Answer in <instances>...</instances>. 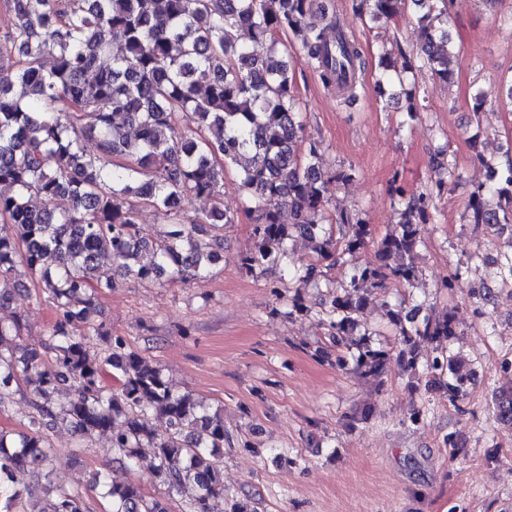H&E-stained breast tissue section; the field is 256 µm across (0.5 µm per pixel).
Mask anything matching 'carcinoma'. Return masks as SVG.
Wrapping results in <instances>:
<instances>
[{
    "mask_svg": "<svg viewBox=\"0 0 512 512\" xmlns=\"http://www.w3.org/2000/svg\"><path fill=\"white\" fill-rule=\"evenodd\" d=\"M359 15L391 18L402 5L417 7L422 42L405 68H425L438 83L452 77V39L443 0H357ZM13 28L0 36V219L12 232L0 234V412L20 384L30 386L32 412L16 440L0 430V512H28L25 477L51 461L45 430L62 422L79 436L106 432L124 464L145 457L179 512H251L244 499L224 500V418L209 414L190 392L176 393L161 368L112 337L95 320L90 279L107 255L128 275L141 279L196 280L224 254V226L238 217L225 211L224 170L235 166L252 216L251 246L241 256L253 274L288 258V242L303 238L314 253L295 275L298 288L318 286L326 261L354 256L367 244L377 263L355 266L349 281L329 291L325 309L328 344L318 355L346 351L338 362L361 376H378L392 347L374 345L360 314L376 289L412 284L419 274L417 250L435 201L460 180L444 148L432 165L443 177L413 191L393 177L398 220L376 239L368 222L353 212L331 218L329 186L351 181L353 167L323 170L320 146L300 150L303 124L294 83L296 59L277 49L276 35L290 32L304 61L322 84L351 106L357 80L341 84L337 71L364 67L361 51L337 22L335 0H5ZM338 29L334 39L325 30ZM248 33L240 43L232 34ZM52 59L50 67L43 59ZM196 129L182 130L186 115ZM95 141L96 153L84 148ZM489 168L491 185H477L468 200V221L502 236L497 265L512 286V157ZM35 197L56 201L37 209ZM190 198L212 201L195 224L180 222ZM154 207L167 222L159 240L140 236L137 207ZM24 266L38 277L36 296L56 310L47 346L54 365L43 366L41 349L23 345L20 317L9 310L7 284ZM400 336L399 355L415 368L419 341L436 344L440 355L426 371L443 383L452 403L465 395L470 374L451 353L455 323L428 315L417 321L403 308L389 310ZM363 328L361 337L352 335ZM67 386L69 404L54 406L53 394ZM492 408L512 430V388L494 394ZM161 412L167 431L144 422ZM103 487L109 512H169L158 499L130 483ZM84 492L56 490L50 512H84Z\"/></svg>",
    "mask_w": 512,
    "mask_h": 512,
    "instance_id": "carcinoma-1",
    "label": "carcinoma"
}]
</instances>
